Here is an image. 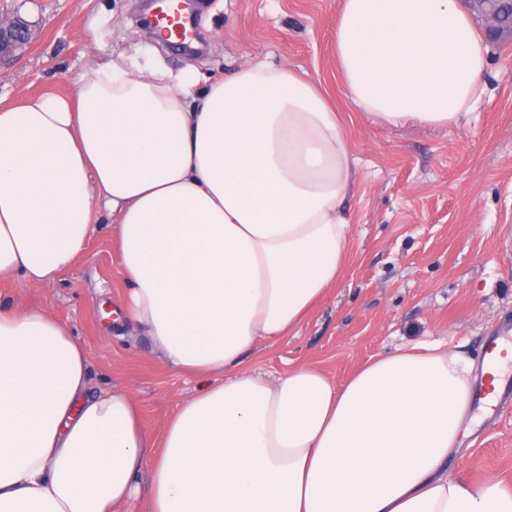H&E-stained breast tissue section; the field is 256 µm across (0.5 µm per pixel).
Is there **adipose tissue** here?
<instances>
[{
  "label": "adipose tissue",
  "mask_w": 512,
  "mask_h": 512,
  "mask_svg": "<svg viewBox=\"0 0 512 512\" xmlns=\"http://www.w3.org/2000/svg\"><path fill=\"white\" fill-rule=\"evenodd\" d=\"M334 46L348 99L389 123L450 125L484 91L457 0H343ZM73 85L0 98V282L51 286L107 214L114 324L203 384L154 438L127 389L91 392L66 320L0 307V512H512V483L448 474L472 422L463 355L403 347L341 384L244 366L346 262L361 173L318 84L250 60L197 94L90 50Z\"/></svg>",
  "instance_id": "1"
}]
</instances>
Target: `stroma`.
Segmentation results:
<instances>
[{
  "mask_svg": "<svg viewBox=\"0 0 512 512\" xmlns=\"http://www.w3.org/2000/svg\"><path fill=\"white\" fill-rule=\"evenodd\" d=\"M136 0H0V14L37 29L25 55L0 69V97L71 91L88 39L102 58L123 52L145 67L215 79L248 58L290 63L320 84L342 117L363 184L349 198L352 237L340 280L290 336L250 354L277 377L298 364L337 384L371 358L439 341L479 361L491 331L512 318V43L490 46L474 112L444 128L390 126L356 111L342 89L334 33L342 0H201L203 55L146 40ZM108 229L40 290L0 286V305H45L89 348L94 391L128 388L160 436L197 381L167 367L144 336L104 335L125 284ZM449 473L482 486L512 482V399L472 426Z\"/></svg>",
  "mask_w": 512,
  "mask_h": 512,
  "instance_id": "obj_1",
  "label": "stroma"
}]
</instances>
